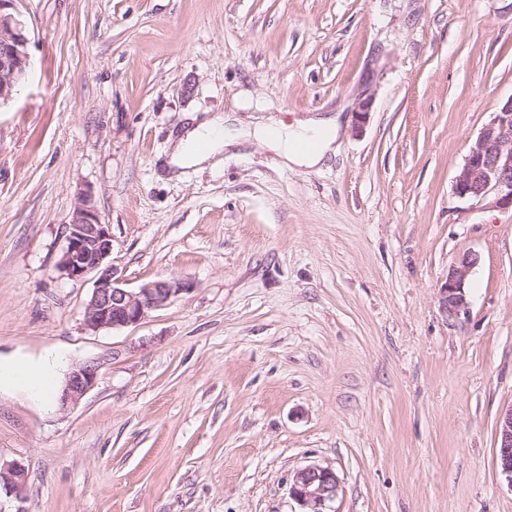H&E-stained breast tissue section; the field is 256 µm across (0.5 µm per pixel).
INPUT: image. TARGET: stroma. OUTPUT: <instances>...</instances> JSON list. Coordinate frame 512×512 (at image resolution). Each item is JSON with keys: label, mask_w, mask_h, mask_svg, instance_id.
Wrapping results in <instances>:
<instances>
[{"label": "stroma", "mask_w": 512, "mask_h": 512, "mask_svg": "<svg viewBox=\"0 0 512 512\" xmlns=\"http://www.w3.org/2000/svg\"><path fill=\"white\" fill-rule=\"evenodd\" d=\"M30 69L0 106V358L97 360L66 411L0 395V512H512V211L462 201L468 147L512 97V0H16ZM371 97L355 130V107ZM340 113L289 168L248 140L171 176L190 118ZM90 193L127 288L192 289L140 324H83L60 269ZM466 255L469 305L439 289ZM496 448L501 471L510 478L512 484V407L501 415ZM28 472L21 462L14 461L7 465L0 463V496L6 494L22 499L25 495ZM339 488L340 479L332 468L313 465L295 473L290 495L302 507L299 512H332L329 504Z\"/></svg>", "instance_id": "obj_1"}]
</instances>
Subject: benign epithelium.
<instances>
[{"instance_id": "7a95c632", "label": "benign epithelium", "mask_w": 512, "mask_h": 512, "mask_svg": "<svg viewBox=\"0 0 512 512\" xmlns=\"http://www.w3.org/2000/svg\"><path fill=\"white\" fill-rule=\"evenodd\" d=\"M14 0H0V104L12 98L25 78L29 65V38L22 22L13 13ZM456 197L512 209V97L508 98L485 124L469 147L464 164L455 177ZM66 246L59 260L68 278L95 277L92 295L86 305L84 326L97 332L134 326L154 310L164 308L191 290V284L178 278L148 281L134 290L112 266V233L101 223L90 194H83L66 227ZM475 258L467 255L448 271L441 287V305L457 314L468 308L466 279ZM101 363L87 361L67 373L57 398L63 411L76 406L96 385ZM497 458L502 473L512 479V407L500 418ZM28 472L14 461L0 464V491L23 498ZM340 488V479L329 467L308 466L294 475L290 495L302 512H330Z\"/></svg>"}]
</instances>
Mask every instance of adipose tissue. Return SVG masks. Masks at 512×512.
Returning <instances> with one entry per match:
<instances>
[{
  "instance_id": "obj_1",
  "label": "adipose tissue",
  "mask_w": 512,
  "mask_h": 512,
  "mask_svg": "<svg viewBox=\"0 0 512 512\" xmlns=\"http://www.w3.org/2000/svg\"><path fill=\"white\" fill-rule=\"evenodd\" d=\"M249 137L270 145L289 167H314L333 151L336 142L335 119L309 120L292 125L276 121L254 126ZM235 141L225 127L222 115L188 126L179 136L171 155L173 168L183 170L201 165ZM64 357L50 353L35 364L22 359L0 360V394L17 389L37 404L49 403L54 396L53 377Z\"/></svg>"
}]
</instances>
